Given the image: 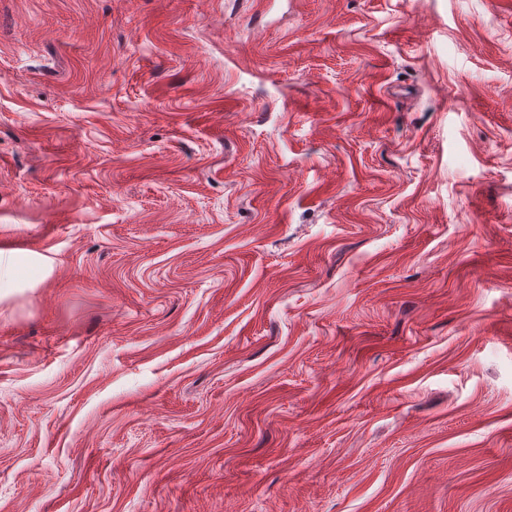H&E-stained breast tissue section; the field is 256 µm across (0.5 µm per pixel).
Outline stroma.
Returning a JSON list of instances; mask_svg holds the SVG:
<instances>
[{"mask_svg":"<svg viewBox=\"0 0 512 512\" xmlns=\"http://www.w3.org/2000/svg\"><path fill=\"white\" fill-rule=\"evenodd\" d=\"M0 512H512V0H0Z\"/></svg>","mask_w":512,"mask_h":512,"instance_id":"1","label":"stroma"}]
</instances>
